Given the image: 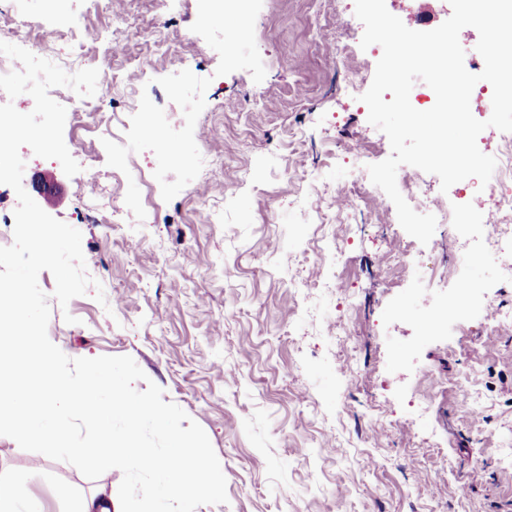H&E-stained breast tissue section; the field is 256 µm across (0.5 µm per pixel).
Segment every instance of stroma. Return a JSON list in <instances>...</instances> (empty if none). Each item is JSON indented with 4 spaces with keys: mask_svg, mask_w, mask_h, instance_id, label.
Segmentation results:
<instances>
[{
    "mask_svg": "<svg viewBox=\"0 0 512 512\" xmlns=\"http://www.w3.org/2000/svg\"><path fill=\"white\" fill-rule=\"evenodd\" d=\"M75 12L102 39L66 45L67 61L94 67L120 18L128 55L156 41L179 46L159 57L154 76L115 90L116 143L125 144L144 95L180 128L181 109L159 78L187 64L211 80L194 139L205 159L195 184L213 222L187 192L164 201L144 153L129 155L130 173L90 179L91 167L107 164L97 136L74 176L34 155L24 171L25 181L48 182L35 201L81 232L95 281L63 307L52 273H40L49 339L72 359L132 357L147 376L136 389L154 382L205 430L228 501L196 512H512V465L500 462L512 448V324L487 335L484 309L489 299L512 313V280L492 255L456 264L447 225L424 245L395 206L369 198L356 213H336L338 184L352 178L349 152L366 165L391 154L349 86L356 66L367 63L371 76L378 61L349 45L364 33L354 0H263L259 83L245 70L217 75L218 53L191 30L198 0H112L91 12L83 0H58L60 22ZM394 13L428 31L452 9L398 0ZM132 182L141 222L126 210ZM113 209L125 213L117 233L101 222ZM462 278L474 292L464 314L451 309ZM438 314L446 321L437 331ZM464 387L481 396L483 416ZM121 480L117 469L91 480L50 459L27 489L45 512H72Z\"/></svg>",
    "mask_w": 512,
    "mask_h": 512,
    "instance_id": "35a3bbf8",
    "label": "stroma"
}]
</instances>
